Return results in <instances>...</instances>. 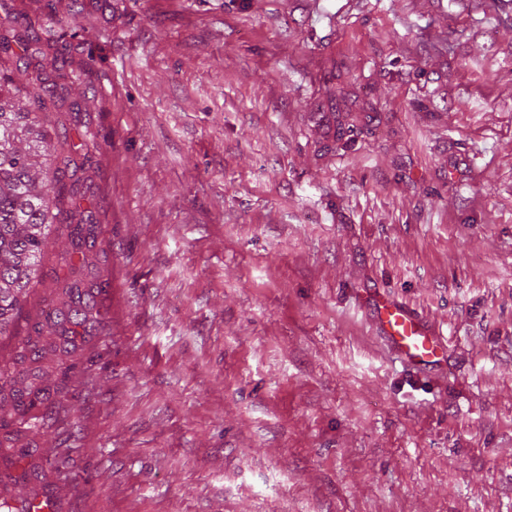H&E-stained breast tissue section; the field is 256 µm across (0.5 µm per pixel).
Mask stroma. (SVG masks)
<instances>
[{
  "label": "stroma",
  "instance_id": "obj_1",
  "mask_svg": "<svg viewBox=\"0 0 512 512\" xmlns=\"http://www.w3.org/2000/svg\"><path fill=\"white\" fill-rule=\"evenodd\" d=\"M0 0V47L91 150L0 337L103 284L52 400L0 431V491L59 512H512V0ZM90 47L53 59L46 27ZM79 109H72V102ZM358 130L350 148L339 126ZM443 366L402 363L376 298ZM26 448L27 474L12 451ZM73 254L78 256L82 266L87 263V251L95 246V224H68ZM374 322L389 345L408 363L429 366L445 358V347L423 323L402 305L378 298L373 304Z\"/></svg>",
  "mask_w": 512,
  "mask_h": 512
}]
</instances>
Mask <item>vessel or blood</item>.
<instances>
[{
	"instance_id": "obj_1",
	"label": "vessel or blood",
	"mask_w": 512,
	"mask_h": 512,
	"mask_svg": "<svg viewBox=\"0 0 512 512\" xmlns=\"http://www.w3.org/2000/svg\"><path fill=\"white\" fill-rule=\"evenodd\" d=\"M373 318L389 345L408 363L429 366L444 360L445 348L440 339L402 305L377 299Z\"/></svg>"
}]
</instances>
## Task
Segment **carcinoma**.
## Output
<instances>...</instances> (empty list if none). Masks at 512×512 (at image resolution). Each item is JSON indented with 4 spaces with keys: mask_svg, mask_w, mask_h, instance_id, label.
Segmentation results:
<instances>
[{
    "mask_svg": "<svg viewBox=\"0 0 512 512\" xmlns=\"http://www.w3.org/2000/svg\"><path fill=\"white\" fill-rule=\"evenodd\" d=\"M85 29L64 30L53 42L61 54L73 42L85 41ZM61 97L57 85L35 79L32 88L17 85L10 73L0 69V336L10 335L14 312L18 310L30 285L38 278V258L46 247L51 225L67 222L73 254L81 265L87 251L95 246V225L72 224L74 215L62 209L63 178L71 160L54 165L58 145L45 129L31 106ZM68 299L55 313L43 314L35 323L34 334L21 341L20 356L32 361L43 354L44 329L56 331L68 340L76 328L92 315L94 302L75 281L67 286ZM4 406L11 423L21 429L38 419L36 410L43 404L44 389L31 380V369L21 368L3 384Z\"/></svg>",
    "mask_w": 512,
    "mask_h": 512,
    "instance_id": "carcinoma-1",
    "label": "carcinoma"
}]
</instances>
